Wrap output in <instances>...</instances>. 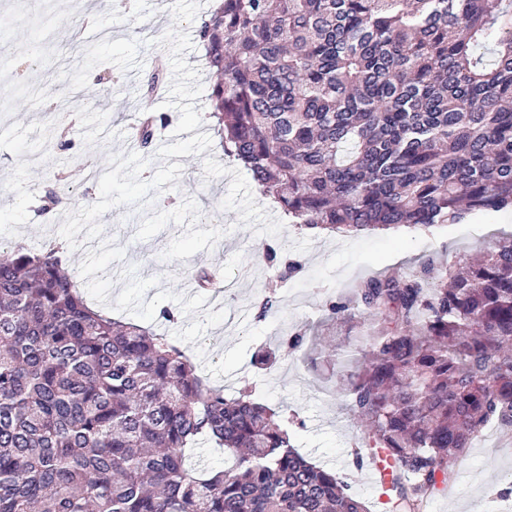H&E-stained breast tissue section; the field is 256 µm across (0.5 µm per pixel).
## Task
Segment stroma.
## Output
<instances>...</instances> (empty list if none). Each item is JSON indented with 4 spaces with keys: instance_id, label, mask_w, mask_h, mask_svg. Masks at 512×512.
I'll return each mask as SVG.
<instances>
[{
    "instance_id": "obj_1",
    "label": "stroma",
    "mask_w": 512,
    "mask_h": 512,
    "mask_svg": "<svg viewBox=\"0 0 512 512\" xmlns=\"http://www.w3.org/2000/svg\"><path fill=\"white\" fill-rule=\"evenodd\" d=\"M213 0H0V241L38 251L57 248L90 306L168 336L191 356L211 386L231 396L252 383L256 397L288 417L291 440L312 463L335 471L369 512L380 500L368 465L379 450L353 453L360 427L348 413L333 370L280 352L274 366L251 364L261 346L317 328L335 339V361L349 353L363 325L327 319L329 298L362 278L407 267L424 256L465 259L512 236V210L471 215L428 231L405 228L328 237L298 230L224 153L208 114L212 74L199 28ZM94 53L101 66L91 67ZM167 91L145 85L156 57ZM99 101L90 108L87 93ZM164 112L172 122L150 149L129 142L140 117ZM71 126L61 144L52 125ZM69 190L53 212L43 209ZM301 264L278 289L273 312L256 319L277 271L267 246ZM228 281L222 293L197 288L198 269ZM175 321L161 318L162 310ZM448 489L424 512H512V431L488 426L456 463Z\"/></svg>"
}]
</instances>
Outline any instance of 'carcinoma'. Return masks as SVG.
Masks as SVG:
<instances>
[{
    "label": "carcinoma",
    "instance_id": "obj_1",
    "mask_svg": "<svg viewBox=\"0 0 512 512\" xmlns=\"http://www.w3.org/2000/svg\"><path fill=\"white\" fill-rule=\"evenodd\" d=\"M224 152L304 229L430 230L512 209V0H221L199 30ZM167 116L138 124L149 146ZM268 264L301 269L275 248ZM342 379L397 512L512 426V237L360 280ZM207 437L227 464L185 449ZM0 512H367L279 413L90 308L55 251L0 246Z\"/></svg>",
    "mask_w": 512,
    "mask_h": 512
}]
</instances>
